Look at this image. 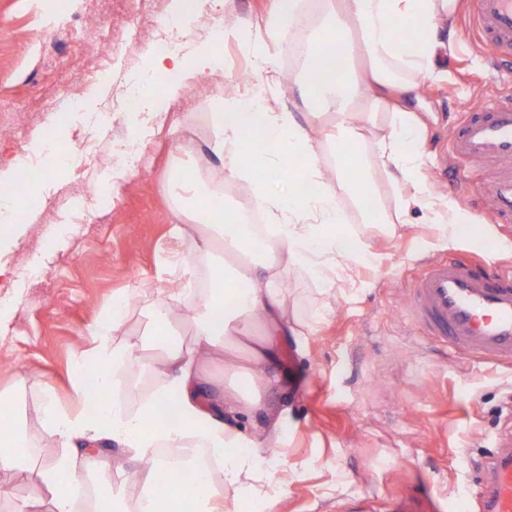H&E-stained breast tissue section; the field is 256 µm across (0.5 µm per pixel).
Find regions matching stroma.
<instances>
[{
    "label": "stroma",
    "instance_id": "stroma-1",
    "mask_svg": "<svg viewBox=\"0 0 512 512\" xmlns=\"http://www.w3.org/2000/svg\"><path fill=\"white\" fill-rule=\"evenodd\" d=\"M97 23L122 32L128 22L157 29L159 16L142 17L139 0H93ZM81 14V0H0V113H17L20 130L0 137V166L17 162L40 136L53 189L31 194L29 223L18 225L2 256H19L21 268L0 271V299L19 296L0 324V393L16 397L31 433L39 431L42 390L65 406L77 394L73 356L92 346L88 329L126 296L135 303L123 330L138 341L148 323L143 288L157 289L164 259L187 244L173 232L178 219L166 184L175 170L201 177L212 171L202 157L205 115L224 96L223 79H201L171 104L163 127L131 139L112 90L152 75L143 43L116 47L108 62L75 50L70 36L47 21L51 9ZM100 69L79 106L66 94L88 68ZM448 76L425 83L417 108L427 124L423 176L428 189L450 197L472 219L462 239L447 243L423 211L411 208L390 236L375 235L374 261H340L327 309L302 344L283 347L276 365L283 386L269 401L287 409L284 435L290 483L260 512H348L366 502L393 512L399 498L431 492L438 512H465L494 439L512 423V364L472 361L426 341L404 314L409 289L427 262L486 260L488 269L512 262V231L491 223L480 192L459 180L462 164L449 140L462 112L507 91L506 61L490 60L465 13L455 19V49ZM68 115L46 130L44 116ZM135 143L144 172L124 164L81 157L78 143ZM189 144L191 153L181 150ZM66 165L52 168L53 156ZM24 344L4 345L7 336ZM36 476L30 463L0 471V512L30 501Z\"/></svg>",
    "mask_w": 512,
    "mask_h": 512
}]
</instances>
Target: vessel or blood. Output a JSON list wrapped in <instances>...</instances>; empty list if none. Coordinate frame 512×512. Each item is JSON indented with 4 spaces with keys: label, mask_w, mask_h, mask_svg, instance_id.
Instances as JSON below:
<instances>
[{
    "label": "vessel or blood",
    "mask_w": 512,
    "mask_h": 512,
    "mask_svg": "<svg viewBox=\"0 0 512 512\" xmlns=\"http://www.w3.org/2000/svg\"><path fill=\"white\" fill-rule=\"evenodd\" d=\"M485 47L512 53V0H470ZM451 152L466 163L463 183L479 182L493 223L512 224V94L470 108L457 123ZM424 336L457 356L512 363V276L461 260L431 263L415 281L407 307ZM475 498L480 512H512V437L499 441Z\"/></svg>",
    "instance_id": "obj_1"
}]
</instances>
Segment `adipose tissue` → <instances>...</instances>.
Masks as SVG:
<instances>
[{
	"label": "adipose tissue",
	"mask_w": 512,
	"mask_h": 512,
	"mask_svg": "<svg viewBox=\"0 0 512 512\" xmlns=\"http://www.w3.org/2000/svg\"><path fill=\"white\" fill-rule=\"evenodd\" d=\"M458 7L459 0H267L260 16L218 29L217 41H243L261 76L244 87L226 77L223 102L206 115L209 154L225 183H250L248 203H224L203 179L179 184L174 210L192 219L176 229L191 245L172 263L180 289L155 292L151 339L142 345L118 336L129 317L127 301L113 302L92 327L93 349L74 358V388L87 396L83 374L93 371V384L111 391V401L90 410L44 395L39 437L65 450L38 465L32 504L76 512L103 443L119 446L132 470L136 493L125 512H139L144 501L155 512H237L243 500L269 501L287 488V467L267 452L281 442L288 414L267 405L264 395L281 386L275 363L282 342L311 325L290 314L286 282L305 275L326 296L336 286L339 260L374 257L366 235L341 232V195L351 197L363 224L383 233L395 232L401 212L414 206L451 243L469 222L420 177L425 139L411 104L423 81L442 73ZM405 28L413 39L401 37ZM332 43L341 55L329 51ZM294 50L300 69L284 70L281 60ZM152 69L164 80L162 97L151 103L161 124L166 106L201 73H220L221 66L207 48L192 64L174 52L155 55ZM248 139L266 148L269 165L287 169L291 186L274 190L256 180L242 160ZM327 153L335 168L321 164ZM381 177L399 188L398 211L381 200ZM178 297L185 301L186 336L168 321ZM203 352L223 358L243 382L260 371L264 393L242 382L225 388L221 403L206 404ZM10 406L1 396L0 470L18 467L33 452L29 430ZM260 411L267 418L253 432L236 425L237 416ZM173 464L202 477L188 488L172 484L158 498L159 476Z\"/></svg>",
	"instance_id": "ef3b65f1"
}]
</instances>
